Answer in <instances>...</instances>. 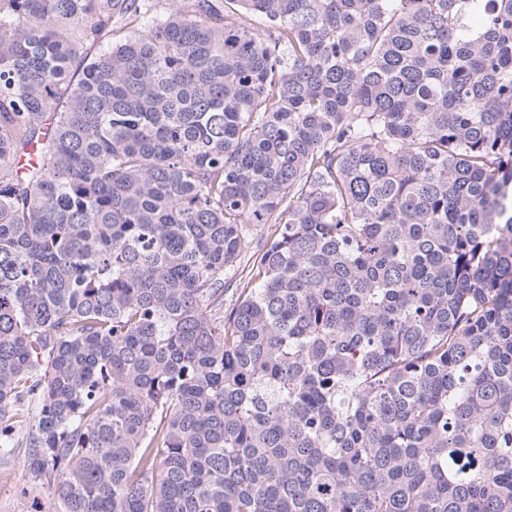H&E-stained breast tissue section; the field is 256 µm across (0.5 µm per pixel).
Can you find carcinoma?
I'll list each match as a JSON object with an SVG mask.
<instances>
[{
    "mask_svg": "<svg viewBox=\"0 0 512 512\" xmlns=\"http://www.w3.org/2000/svg\"><path fill=\"white\" fill-rule=\"evenodd\" d=\"M19 450L56 512H512V0H0Z\"/></svg>",
    "mask_w": 512,
    "mask_h": 512,
    "instance_id": "cac0c4a2",
    "label": "carcinoma"
}]
</instances>
